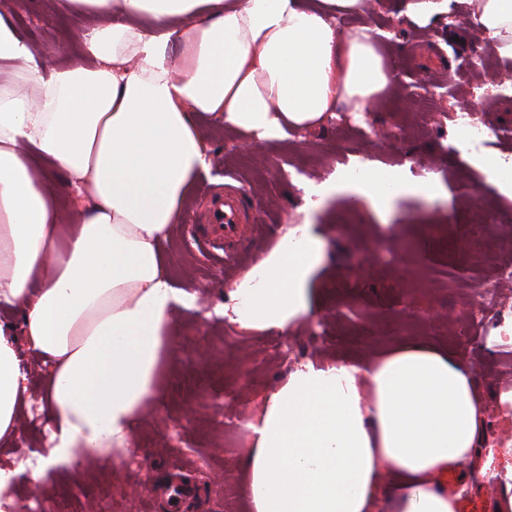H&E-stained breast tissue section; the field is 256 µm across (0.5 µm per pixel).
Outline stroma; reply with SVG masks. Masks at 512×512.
Instances as JSON below:
<instances>
[{"instance_id":"35a3bbf8","label":"stroma","mask_w":512,"mask_h":512,"mask_svg":"<svg viewBox=\"0 0 512 512\" xmlns=\"http://www.w3.org/2000/svg\"><path fill=\"white\" fill-rule=\"evenodd\" d=\"M369 2L368 12L346 16L341 25L388 33L385 51L402 78L366 119L379 129L402 130L403 139L369 141L363 129L331 119L255 144L219 122H205L210 167L165 245L174 287L195 295L199 309L176 320L175 357L163 377L165 402L137 431L138 482L127 483L120 469L88 467L48 475L42 496L22 471L10 488L15 505L88 512L104 502L110 512H167L166 502L149 488L168 474L198 484L191 512H248L240 417L297 363L371 356L401 338L429 336L448 352H466L497 425L492 444L512 441V414L496 398L512 389V351L494 341L498 327L512 321V280L502 278L512 270V197L469 158L442 150L456 135L454 114L466 112L487 128V152L512 159V72L487 43L467 35V10L458 0L448 15L426 22L403 14L400 0ZM6 7L32 41L61 46L51 65L66 64L76 53L84 16L58 14L53 0H6ZM463 57L473 58L474 68L459 69ZM355 165L397 173L414 184L432 180L442 191L433 200L401 196L388 213L341 197L314 214L302 212L303 181L322 182ZM228 172L238 176L253 207L241 228L244 249L219 263L195 243L190 227L211 203L208 188L223 183ZM477 203L499 247L493 262L462 268L437 246L435 235L462 238ZM305 222L314 224L324 243V261L308 283L310 315L287 333L237 332L215 312L226 302L227 289L272 250L265 232L278 238ZM480 284L493 286L497 311L488 315L484 335L454 334V316L473 302L472 290ZM44 428V421H33L30 409H23L16 439L0 444V467L14 469L20 453L40 448ZM466 471L460 512H492L500 491L483 483V462L468 464Z\"/></svg>"}]
</instances>
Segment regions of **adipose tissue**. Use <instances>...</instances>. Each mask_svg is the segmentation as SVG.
<instances>
[{
	"mask_svg": "<svg viewBox=\"0 0 512 512\" xmlns=\"http://www.w3.org/2000/svg\"><path fill=\"white\" fill-rule=\"evenodd\" d=\"M471 34L512 60V0H466ZM89 25L63 67L0 12V440L25 403L26 347L48 367L47 437L30 473L112 469L144 415L164 403L176 310L196 298L171 284L163 246L210 165L200 120L250 142L320 124L339 103L362 112L394 84L380 32L340 30L362 0H56ZM178 54H170V46ZM351 202L387 209L413 192L399 175L345 178ZM323 262L310 224L230 288L220 309L244 332L291 330L309 312ZM484 399L466 355L412 340L372 358L291 369L245 423L251 512H459L465 465L484 444Z\"/></svg>",
	"mask_w": 512,
	"mask_h": 512,
	"instance_id": "1",
	"label": "adipose tissue"
}]
</instances>
